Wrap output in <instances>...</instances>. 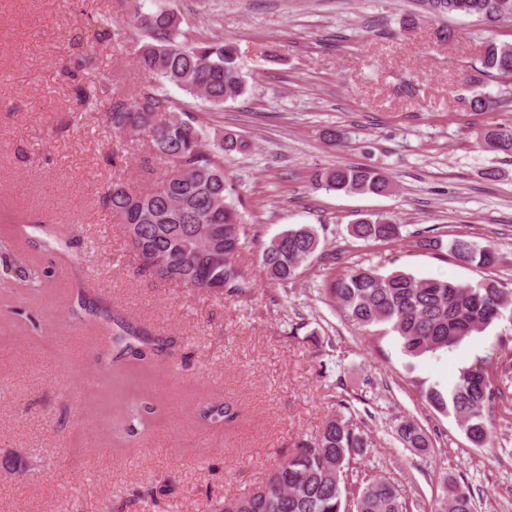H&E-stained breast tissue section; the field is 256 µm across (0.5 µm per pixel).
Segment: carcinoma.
<instances>
[{
    "label": "carcinoma",
    "instance_id": "1",
    "mask_svg": "<svg viewBox=\"0 0 512 512\" xmlns=\"http://www.w3.org/2000/svg\"><path fill=\"white\" fill-rule=\"evenodd\" d=\"M428 13L474 17L489 28L512 21V0H419ZM130 25L144 33L138 49L137 66L151 79L130 99L112 103L106 124L118 137L127 132L145 137L150 151L166 166L161 185L152 190H135L127 185L107 188L103 203L112 217L123 224L138 258V271L197 291L212 292L219 283L229 295L252 287L238 263L248 241L241 224V197L237 185L224 170V160L243 154L250 143L233 132L211 137L190 111L177 107L167 94L174 86L195 99L219 109L243 96L246 82L237 48L230 41L182 39L181 17L176 0H150L139 4ZM483 67L495 78H512V43L491 42ZM480 142L492 151L512 155V124H499L480 133ZM327 191L389 195L395 191L388 175L373 169L339 166L316 174ZM222 226V234L210 226ZM402 225L394 216L363 219L351 225V233L364 241L389 242L401 236ZM18 238L36 249L57 239L51 224H19ZM320 240L307 226L292 228L271 240L261 251L266 279L284 285L298 276L301 264L319 248ZM427 249L446 250L458 261L489 266L496 261L490 246L455 237L444 241L423 237ZM52 271L15 255L12 241L0 240V280L13 281L28 291H41ZM330 301L362 327L388 324L400 340L403 352L421 357L449 351L482 334L505 313L512 314V289L489 279L475 286L449 280L417 279L407 273L381 275L371 268H355L333 280L327 289ZM79 308L97 317L106 329L99 358L116 370L138 363L152 365L170 354V340L152 336L131 324L119 313L91 302L78 291ZM502 396L492 384L486 363L478 359L460 369L448 390L428 389L426 400L436 410L452 414L476 448L494 444L495 427L486 408ZM157 405L144 399L124 403L123 430L132 438L144 428ZM199 417L219 427L233 423L239 415L221 400L199 405ZM398 438L410 448H427L429 440L411 419L397 428ZM367 434L339 414L329 418L312 443H304L270 472L252 492L220 501L211 512H348L347 480L351 459L366 452ZM166 488L148 482L140 494L153 512H169ZM470 490L457 480L443 481V494L432 512H473ZM354 512H407L399 486L373 477L359 492Z\"/></svg>",
    "mask_w": 512,
    "mask_h": 512
}]
</instances>
